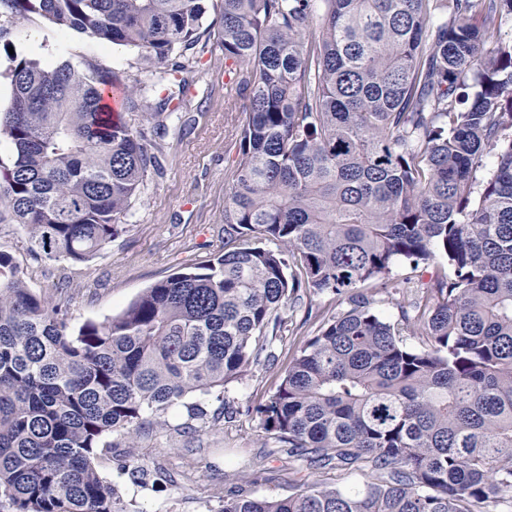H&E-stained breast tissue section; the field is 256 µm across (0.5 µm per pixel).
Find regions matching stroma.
Segmentation results:
<instances>
[{
	"instance_id": "obj_1",
	"label": "stroma",
	"mask_w": 512,
	"mask_h": 512,
	"mask_svg": "<svg viewBox=\"0 0 512 512\" xmlns=\"http://www.w3.org/2000/svg\"><path fill=\"white\" fill-rule=\"evenodd\" d=\"M0 46V113L12 101L11 70L17 57L32 56L41 65L69 60L113 75L128 89L151 80L137 50L62 29L29 13L17 20ZM188 86L174 105L187 120L185 135L155 137L158 168L148 170L133 197L120 235L96 256L78 263H33L24 227L0 222V249L27 269L29 284L52 300L65 301L71 326L119 315L147 287L179 268L208 260L224 223L229 170L241 115L225 109L229 67L216 33L201 32L196 49L184 58ZM328 296L302 295L284 316L288 332L277 365L256 368L224 394L232 419L187 433V410L171 409L167 424L141 433L135 445L119 435L106 438L109 452L98 463L102 476L137 512H218L224 495H287L293 491L288 459L269 454L248 412L278 383L291 349L311 338L322 316L338 312ZM148 476L137 484L132 470Z\"/></svg>"
}]
</instances>
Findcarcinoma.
<instances>
[{"label": "carcinoma", "mask_w": 512, "mask_h": 512, "mask_svg": "<svg viewBox=\"0 0 512 512\" xmlns=\"http://www.w3.org/2000/svg\"><path fill=\"white\" fill-rule=\"evenodd\" d=\"M209 28L238 69L237 160L212 259L119 316L69 325L0 249V503L12 512H135L97 460L110 434L192 420L277 362L299 292L325 316L251 409L305 480L220 512H484L512 491V0H219ZM37 13L137 50L150 90L198 41L204 0H0V36ZM0 114L14 220L35 262H83L119 232L157 168L149 129L106 109L115 85L69 60L21 59ZM495 166L486 176L484 157ZM441 259L391 323L374 292ZM422 329L418 346L403 334ZM195 398L189 403L187 399ZM307 472H313L310 473L313 478L322 479L327 482H335L336 480V482L347 487L359 486L366 480V477L360 473L344 474L345 472L331 470L328 468L309 470Z\"/></svg>", "instance_id": "carcinoma-1"}]
</instances>
